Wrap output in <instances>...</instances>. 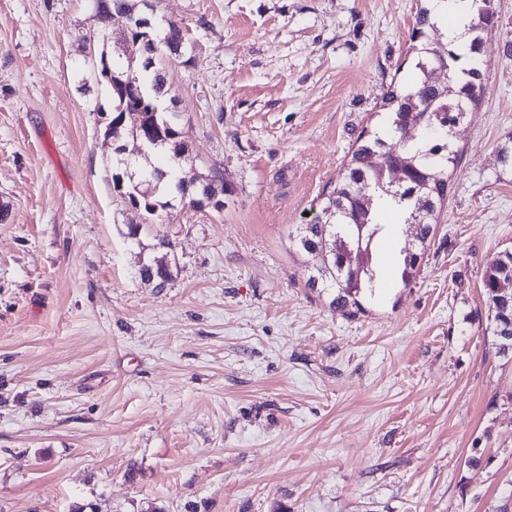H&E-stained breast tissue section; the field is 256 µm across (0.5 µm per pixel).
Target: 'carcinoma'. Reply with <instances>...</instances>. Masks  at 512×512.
Instances as JSON below:
<instances>
[{
	"mask_svg": "<svg viewBox=\"0 0 512 512\" xmlns=\"http://www.w3.org/2000/svg\"><path fill=\"white\" fill-rule=\"evenodd\" d=\"M93 6L101 24L95 51L100 62L98 77L112 100V115L107 124L112 126V141L119 143L116 165L121 172L112 175L113 188L150 220L160 217L159 211L168 206L160 201L167 193L175 192L187 199L191 209L204 208L202 200L224 192V181L210 180L200 191L186 194V187L175 178L176 166L187 152L183 131L175 127L171 115L160 107L167 85L168 62L187 50L182 27L172 21L156 25L149 16L134 13L130 0H93ZM472 8L473 45L485 35L487 21L498 12L495 0H472ZM119 11L130 15V19L128 26L117 32L111 30L110 22L112 14ZM437 33L428 9L420 10L412 36L418 79L410 86H395L387 92L383 101L387 111L384 134L358 135L336 181L322 193L320 212L313 223L302 227L298 237L299 248L319 258L306 286L336 290L331 305L352 314L362 310L360 298L375 288L373 246L387 229L383 211L373 207V202L383 206L391 198L403 205L404 223L416 228L415 251L402 256L401 280L407 284L416 275L421 251L434 233L437 214L447 196L448 169L459 159V149L449 141L448 130L461 116L458 106L471 111L484 96L483 59L470 48H435L431 36ZM129 38L139 39L145 46L138 64L123 60L116 51ZM439 66L446 67L455 83L456 94L451 100L428 75L429 70ZM128 107L151 113L150 126L162 129L164 137L155 142L144 131L120 124V116ZM128 141L137 148L136 155L145 159L154 151L165 154L167 168H155L144 179L135 180L128 173L131 159L121 157ZM390 169L404 173L401 186H388ZM348 248L367 253L366 264L353 270L345 265L344 253ZM139 274L141 279L164 287L172 279L170 254L143 264ZM508 281H512V252L504 251L486 265L482 280L489 329L502 354L512 353V293L501 289V284Z\"/></svg>",
	"mask_w": 512,
	"mask_h": 512,
	"instance_id": "1",
	"label": "carcinoma"
}]
</instances>
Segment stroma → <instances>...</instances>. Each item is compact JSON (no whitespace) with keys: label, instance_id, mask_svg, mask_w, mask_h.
Listing matches in <instances>:
<instances>
[{"label":"stroma","instance_id":"obj_1","mask_svg":"<svg viewBox=\"0 0 512 512\" xmlns=\"http://www.w3.org/2000/svg\"><path fill=\"white\" fill-rule=\"evenodd\" d=\"M133 2L184 29L179 176L222 179L224 207L145 223L112 184L92 0H0V512H512L482 287L512 250V0L419 272L382 238L354 316L306 288L295 238L412 77L427 0ZM169 250L171 281H143Z\"/></svg>","mask_w":512,"mask_h":512}]
</instances>
